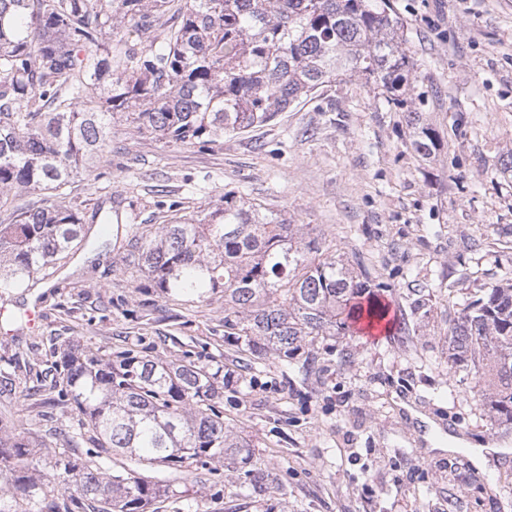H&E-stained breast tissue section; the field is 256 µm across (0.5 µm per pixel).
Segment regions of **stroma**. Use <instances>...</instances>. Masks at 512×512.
Wrapping results in <instances>:
<instances>
[{
    "mask_svg": "<svg viewBox=\"0 0 512 512\" xmlns=\"http://www.w3.org/2000/svg\"><path fill=\"white\" fill-rule=\"evenodd\" d=\"M391 4L416 62L403 105L355 77L216 143L167 145L113 122L99 174L64 200L91 222V244L34 287L0 292V309L42 315L39 328L0 336V425L36 441L30 470L48 469L79 419L27 397L54 350L167 360L189 350L222 362L224 423L251 447L243 464L195 463L173 478L149 468L170 484L156 512H512V457L473 461L506 428L474 375L449 369L446 340L453 303L512 279V0ZM410 111L437 135L429 160L406 147ZM229 191L335 244L386 286L407 331L318 340L309 376L297 358L250 363L224 340L223 290L204 302L162 296L91 221L110 207L127 225L164 224ZM344 348L354 361L341 369ZM444 426L465 446L448 450ZM251 470L268 480L252 485Z\"/></svg>",
    "mask_w": 512,
    "mask_h": 512,
    "instance_id": "1",
    "label": "stroma"
}]
</instances>
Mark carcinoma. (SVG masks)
Listing matches in <instances>:
<instances>
[{
	"mask_svg": "<svg viewBox=\"0 0 512 512\" xmlns=\"http://www.w3.org/2000/svg\"><path fill=\"white\" fill-rule=\"evenodd\" d=\"M171 0H0V200L61 196L92 176L110 150L112 121L165 144L214 143L270 123L323 87L365 76L392 101L415 66L389 0H183L151 40ZM409 148L423 159L437 138L408 113ZM0 224V289L26 288L38 271L86 241L67 207L17 204ZM125 262L163 296L224 289V339L254 361L292 358L325 336H349L389 307L329 243L286 215L224 194L203 218H173L135 232ZM393 321L387 320L386 330ZM448 366L481 382L494 418L512 424V283L483 285L456 304ZM58 402L82 414L68 442L95 455L59 454L47 471L26 466L32 441L0 430V512H149L168 488L136 471L104 468L112 455L177 473L184 464L241 462L249 444L224 425V366L128 350L64 352ZM59 486L67 496L43 490Z\"/></svg>",
	"mask_w": 512,
	"mask_h": 512,
	"instance_id": "carcinoma-1",
	"label": "carcinoma"
}]
</instances>
